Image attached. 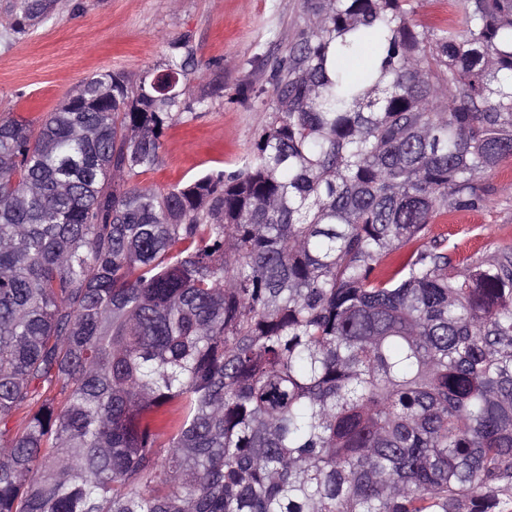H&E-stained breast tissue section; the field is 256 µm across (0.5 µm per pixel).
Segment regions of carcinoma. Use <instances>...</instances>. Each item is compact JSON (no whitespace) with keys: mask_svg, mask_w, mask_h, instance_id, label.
Returning <instances> with one entry per match:
<instances>
[{"mask_svg":"<svg viewBox=\"0 0 512 512\" xmlns=\"http://www.w3.org/2000/svg\"><path fill=\"white\" fill-rule=\"evenodd\" d=\"M413 2L303 0L241 166L163 191L186 35L0 118V512H512V246L429 237L512 160V0ZM414 3V21L423 25L443 26L448 24V7H453L448 0H416Z\"/></svg>","mask_w":512,"mask_h":512,"instance_id":"1","label":"carcinoma"}]
</instances>
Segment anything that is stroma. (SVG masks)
Listing matches in <instances>:
<instances>
[{
  "mask_svg": "<svg viewBox=\"0 0 512 512\" xmlns=\"http://www.w3.org/2000/svg\"><path fill=\"white\" fill-rule=\"evenodd\" d=\"M12 2L0 0L2 117H44L99 73L138 83L162 67L170 40L189 36L190 93L208 105L167 129L159 164L138 176L139 184L159 189L240 164L266 119L265 73L306 20L302 0H56L48 22L18 37L9 30ZM243 83L255 86L258 102H237ZM489 183L494 194L486 209L432 226L456 257L512 243V179L497 172Z\"/></svg>",
  "mask_w": 512,
  "mask_h": 512,
  "instance_id": "1",
  "label": "stroma"
}]
</instances>
